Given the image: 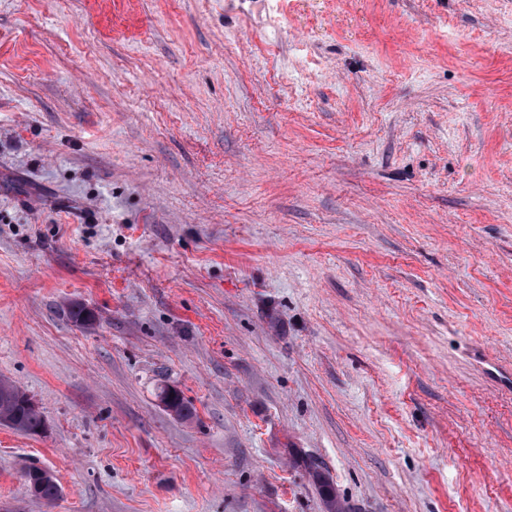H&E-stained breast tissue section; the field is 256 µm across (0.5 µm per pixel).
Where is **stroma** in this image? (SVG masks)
I'll return each mask as SVG.
<instances>
[{
  "mask_svg": "<svg viewBox=\"0 0 512 512\" xmlns=\"http://www.w3.org/2000/svg\"><path fill=\"white\" fill-rule=\"evenodd\" d=\"M0 379V512H512V0H0ZM0 424L15 431L38 435L45 427L39 407L17 385L0 381ZM157 397L167 410L182 419H191L194 408L181 391L168 385L158 387ZM23 478L30 494L44 503L53 502L61 494L55 478L43 468L30 466L24 471Z\"/></svg>",
  "mask_w": 512,
  "mask_h": 512,
  "instance_id": "35a3bbf8",
  "label": "stroma"
}]
</instances>
